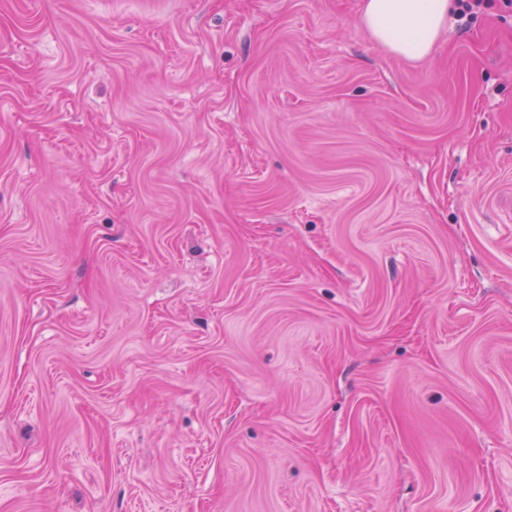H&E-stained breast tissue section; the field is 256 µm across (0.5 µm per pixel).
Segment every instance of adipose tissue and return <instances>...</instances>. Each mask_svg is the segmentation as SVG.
Returning <instances> with one entry per match:
<instances>
[{"mask_svg": "<svg viewBox=\"0 0 512 512\" xmlns=\"http://www.w3.org/2000/svg\"><path fill=\"white\" fill-rule=\"evenodd\" d=\"M453 0H363L359 23L372 40L409 62L427 59L448 25Z\"/></svg>", "mask_w": 512, "mask_h": 512, "instance_id": "1", "label": "adipose tissue"}]
</instances>
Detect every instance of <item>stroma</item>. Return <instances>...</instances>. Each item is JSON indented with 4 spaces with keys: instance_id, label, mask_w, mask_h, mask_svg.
Listing matches in <instances>:
<instances>
[{
    "instance_id": "obj_1",
    "label": "stroma",
    "mask_w": 512,
    "mask_h": 512,
    "mask_svg": "<svg viewBox=\"0 0 512 512\" xmlns=\"http://www.w3.org/2000/svg\"><path fill=\"white\" fill-rule=\"evenodd\" d=\"M0 0V512H512V13ZM452 0H363L359 23L372 40L409 62L427 59L448 25Z\"/></svg>"
}]
</instances>
